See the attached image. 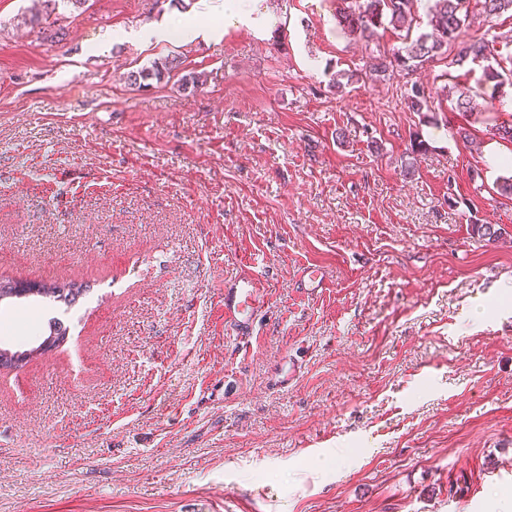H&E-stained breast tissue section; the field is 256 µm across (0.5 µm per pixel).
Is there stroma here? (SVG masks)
<instances>
[{"label":"stroma","instance_id":"35a3bbf8","mask_svg":"<svg viewBox=\"0 0 512 512\" xmlns=\"http://www.w3.org/2000/svg\"><path fill=\"white\" fill-rule=\"evenodd\" d=\"M32 5L0 0V283L90 292L0 370V512H506L512 86L460 116L474 81L439 60L412 111L409 78L363 76L404 38L344 31L341 0H86L59 43ZM246 268L269 309L243 343L221 295ZM44 307L0 302V345L40 342ZM180 65L181 61L178 60L176 57L166 59L164 62L161 63L154 62V65H152L150 69L145 68L141 69L140 71L130 73L128 75V80L135 85L138 83V81L139 85L141 84L140 79L147 80L155 78L157 79V81H161L162 77H165V74H167V76L169 77V75L173 71H176L180 67ZM472 92V93H471ZM480 93L476 91H472L471 89L462 90L459 92L458 97L455 102L452 103L451 110L452 112H459L463 116H466L467 113L474 112L480 107L483 109H487L489 107H493V96L490 95V101H487L485 97H482ZM478 99H482L483 103H479ZM48 328H49L48 336L44 337L43 340L36 347H32L30 349L14 350V352H20L21 354L29 352V355L25 356V358L21 361H19V360L13 361L12 358H9V359H7L6 363L3 364V367H8L6 369H13V368L16 369L19 367H23L31 360V358L33 357L32 355L34 353L39 352L41 355H43L47 350H42L41 344L44 342L45 339H47L49 337L53 336V338H54L52 347L58 348L66 340L67 331H66V329L61 328V326H58L56 324V322H54V323L49 322Z\"/></svg>","mask_w":512,"mask_h":512}]
</instances>
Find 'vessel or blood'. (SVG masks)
<instances>
[{
    "label": "vessel or blood",
    "mask_w": 512,
    "mask_h": 512,
    "mask_svg": "<svg viewBox=\"0 0 512 512\" xmlns=\"http://www.w3.org/2000/svg\"><path fill=\"white\" fill-rule=\"evenodd\" d=\"M268 306L265 287L252 272H242L225 282L224 323L236 337H251L259 317Z\"/></svg>",
    "instance_id": "b4317fda"
}]
</instances>
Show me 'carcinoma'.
Here are the masks:
<instances>
[{"instance_id": "cac0c4a2", "label": "carcinoma", "mask_w": 512, "mask_h": 512, "mask_svg": "<svg viewBox=\"0 0 512 512\" xmlns=\"http://www.w3.org/2000/svg\"><path fill=\"white\" fill-rule=\"evenodd\" d=\"M417 2L418 0H342L339 24L351 35L373 40L377 38L381 29L390 26L395 29L410 27L415 20ZM473 5L485 17L491 31L494 30L495 20L512 10V0H433L429 14L432 32L419 35L400 52L372 56L370 64L365 69V76L371 79L380 78L394 70L407 74L416 72L440 59L452 47L455 54L449 62L451 66L462 67L468 62H486L477 79V87L490 85L496 89L507 82L512 84V68L506 69L499 62H491V59L498 55L497 45L511 44L512 36L495 34L490 39L485 36L468 41L461 39L462 30L470 17ZM180 65L181 61L173 57L161 63L156 62L150 68L130 73L128 80L133 84L152 78L160 81L162 77L177 70ZM407 98L412 109L418 112L430 110L429 96L425 94L423 86L412 84L407 89ZM480 98L482 95L475 91L462 90L452 103L451 111L465 115L480 107L487 109L493 106L491 101L478 102ZM471 228L473 234L488 242H496L506 235L504 228L494 224L475 223ZM88 290L89 286L78 282H43L40 284L38 295L68 306Z\"/></svg>"}]
</instances>
